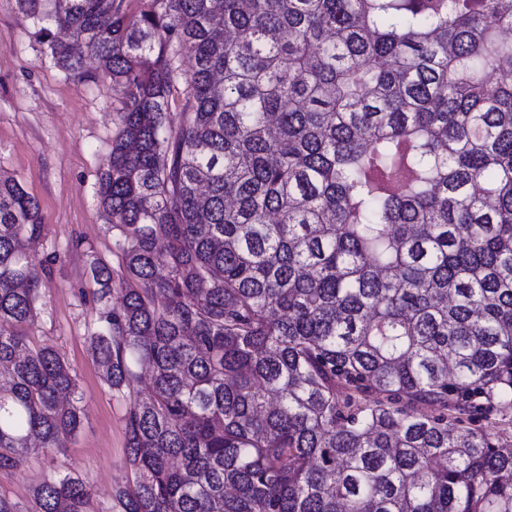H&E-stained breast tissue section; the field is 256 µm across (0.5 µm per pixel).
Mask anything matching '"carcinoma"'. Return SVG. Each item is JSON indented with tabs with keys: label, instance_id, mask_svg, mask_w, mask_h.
I'll return each mask as SVG.
<instances>
[{
	"label": "carcinoma",
	"instance_id": "carcinoma-1",
	"mask_svg": "<svg viewBox=\"0 0 512 512\" xmlns=\"http://www.w3.org/2000/svg\"><path fill=\"white\" fill-rule=\"evenodd\" d=\"M126 89L100 179L115 512H512V0H12ZM185 53L179 126L169 98ZM40 206L0 177V471L81 426L27 346ZM148 394L134 389L138 370ZM69 474L35 512H88Z\"/></svg>",
	"mask_w": 512,
	"mask_h": 512
}]
</instances>
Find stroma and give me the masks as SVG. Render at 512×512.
Segmentation results:
<instances>
[{"label":"stroma","instance_id":"1","mask_svg":"<svg viewBox=\"0 0 512 512\" xmlns=\"http://www.w3.org/2000/svg\"><path fill=\"white\" fill-rule=\"evenodd\" d=\"M74 76L54 61L32 22L0 0V173L35 197L45 225L39 253L55 262L40 286L30 346H49L70 364L82 397V424L61 449L32 453L17 471H0V495L33 512L32 485L51 474L88 482L90 512H112V492L131 475L125 465V397L100 378L87 338L102 303L93 300L86 255L111 268L121 254L98 198L99 177L119 131L124 95L96 64Z\"/></svg>","mask_w":512,"mask_h":512}]
</instances>
